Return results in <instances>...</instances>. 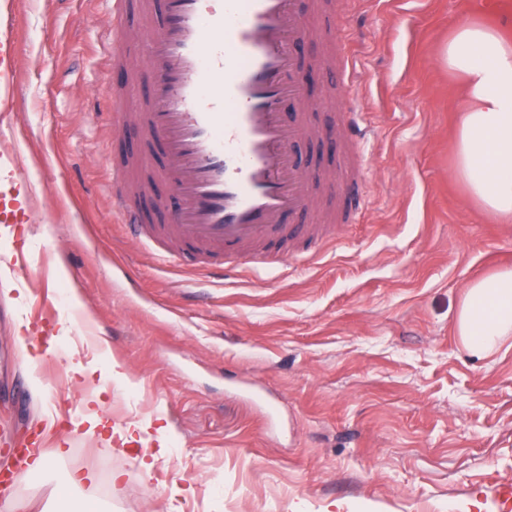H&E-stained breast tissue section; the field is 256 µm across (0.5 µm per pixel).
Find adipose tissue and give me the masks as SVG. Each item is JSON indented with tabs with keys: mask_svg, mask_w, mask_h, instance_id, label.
Returning a JSON list of instances; mask_svg holds the SVG:
<instances>
[{
	"mask_svg": "<svg viewBox=\"0 0 512 512\" xmlns=\"http://www.w3.org/2000/svg\"><path fill=\"white\" fill-rule=\"evenodd\" d=\"M462 84L454 167L473 203L512 221V12L494 22L471 21L452 30L442 51ZM454 334L478 361L512 340V267L469 280L458 303Z\"/></svg>",
	"mask_w": 512,
	"mask_h": 512,
	"instance_id": "1",
	"label": "adipose tissue"
}]
</instances>
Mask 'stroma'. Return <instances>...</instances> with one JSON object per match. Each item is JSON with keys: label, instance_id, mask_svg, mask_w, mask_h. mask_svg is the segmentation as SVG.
<instances>
[{"label": "stroma", "instance_id": "obj_1", "mask_svg": "<svg viewBox=\"0 0 512 512\" xmlns=\"http://www.w3.org/2000/svg\"><path fill=\"white\" fill-rule=\"evenodd\" d=\"M503 6L342 12L351 96L371 115L362 214L275 269L223 277L116 221L107 0H17L23 134L0 154L24 156L47 193L43 223L0 230V423L67 421L0 512H503L512 348L472 360L453 324L465 284L512 265V223L455 174L459 83L439 62L455 25ZM19 249L41 271L37 324L2 262ZM132 423L139 440L110 450ZM65 472L93 478L63 490Z\"/></svg>", "mask_w": 512, "mask_h": 512}]
</instances>
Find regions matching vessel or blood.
<instances>
[{
    "instance_id": "b4317fda",
    "label": "vessel or blood",
    "mask_w": 512,
    "mask_h": 512,
    "mask_svg": "<svg viewBox=\"0 0 512 512\" xmlns=\"http://www.w3.org/2000/svg\"><path fill=\"white\" fill-rule=\"evenodd\" d=\"M112 4L109 67L115 78L112 128L137 133L145 148L138 158L115 164L112 190L120 221L134 238H176L197 252L207 270L258 271L289 242L315 243L320 233L303 223L311 209L316 176L302 169L296 146L324 139L313 113L285 115V102L303 97L299 46L312 35V0H163L144 7L156 13L142 33L124 22V0ZM16 0H0V137L20 88L15 58L20 45ZM353 56L336 44V76L350 87ZM137 81L147 95L145 111L130 114L126 88ZM345 133L337 150L340 224L355 222L365 181L363 113L337 114ZM164 165L154 166L151 146ZM0 179V223L28 222L37 181L18 155L7 158ZM162 186L152 212L139 205L152 184ZM9 269L27 287L38 266L14 253Z\"/></svg>"
}]
</instances>
